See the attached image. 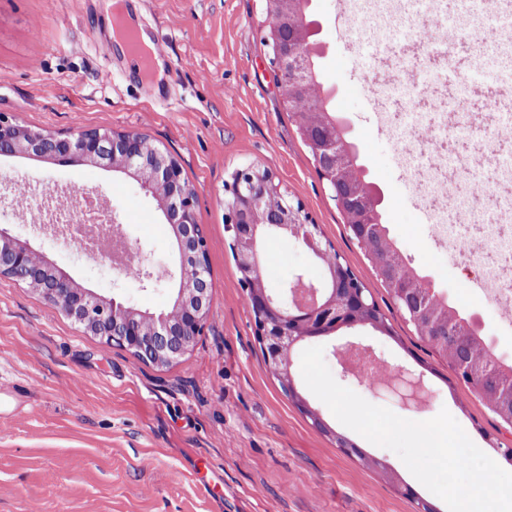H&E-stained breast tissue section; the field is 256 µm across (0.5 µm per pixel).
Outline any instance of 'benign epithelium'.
I'll return each instance as SVG.
<instances>
[{
    "label": "benign epithelium",
    "mask_w": 512,
    "mask_h": 512,
    "mask_svg": "<svg viewBox=\"0 0 512 512\" xmlns=\"http://www.w3.org/2000/svg\"><path fill=\"white\" fill-rule=\"evenodd\" d=\"M263 42L270 49L284 89L287 108L296 94L308 97L317 87L312 69L317 48L309 36L292 25V18L305 0H263ZM295 114L315 158L316 171L336 208L350 215L345 174L355 160L340 126L332 115L312 129ZM144 135L137 132L73 128L67 135L46 132L0 114V154H32L50 159H67L72 164L90 163L132 173L141 187L157 200L171 224L179 251L176 296L170 310L159 314L125 306L114 297L97 295L80 287L72 278L35 262L36 255L25 242L0 229V277L29 287L67 317L99 337L107 346L127 350L137 361L166 366L188 353L201 336L210 312L209 243L205 225L196 220L197 192L184 178L177 160L155 147L147 152ZM226 229L236 256L239 282L249 297L264 360L282 383L284 394L298 402L304 414L320 431H334L302 396L287 354L306 338L327 337L340 329L366 323L357 313L373 307L347 264L324 270L318 282L299 275L282 288L270 289L263 279L262 243L268 233L295 238L315 258L328 248L319 225L311 222L300 206L288 203L274 176L266 169L250 167L239 171L226 185ZM114 237L125 243L119 253L137 263L134 277L141 288L156 285L163 276L147 263L143 249L130 244L123 225L112 228ZM410 284L393 289L392 295L404 316L418 322V311L407 291ZM420 381L402 370L387 385L406 407L419 402Z\"/></svg>",
    "instance_id": "obj_1"
}]
</instances>
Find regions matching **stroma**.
Listing matches in <instances>:
<instances>
[{
  "instance_id": "stroma-1",
  "label": "stroma",
  "mask_w": 512,
  "mask_h": 512,
  "mask_svg": "<svg viewBox=\"0 0 512 512\" xmlns=\"http://www.w3.org/2000/svg\"><path fill=\"white\" fill-rule=\"evenodd\" d=\"M107 0H0V113L64 135L73 127L133 130L167 149L198 192L197 219L210 240L211 308L201 336L164 367L103 346L25 285L0 277V512H416V498L441 503L391 450L370 446L385 470L367 469L316 430L282 393L267 368L254 315L238 279L225 229L226 183L241 170H269L363 282L391 328L368 325L323 340L324 361L339 375L334 345H360L382 365L422 374L423 401L406 409L363 378L345 387L400 417L424 421L448 410L480 448L512 446V431L465 385L445 359L421 341L396 306L314 166L312 152L284 105L278 73L262 43V0H125L140 31L166 48L167 75L133 70L120 53L103 56L113 13ZM331 47L321 75L336 91L364 158H372L386 198V221L406 263L430 276L464 314L484 325L493 351L512 362V321L473 302L464 289L465 260L431 238L430 207L403 169L399 144L380 118L372 84L390 73L393 55L413 44L404 27L373 41L336 0H317ZM459 76L477 86L463 108L471 134L449 133L447 156L467 164L481 188L493 187L498 165L512 163V141L492 154L473 135L501 129L499 76L469 36L457 40ZM412 76L419 92L397 121L411 127L425 111L424 93L448 98L442 53ZM111 70V82L100 80ZM74 186L110 210L140 244L149 264L175 270L178 249L154 197L128 175L96 165H63L0 156V191L57 192ZM0 228L25 241L82 287L150 313L168 309L173 284L148 289L61 245L27 214L0 207ZM318 281L322 269L294 238L269 236L263 277L275 288L296 275ZM218 486L222 499L208 489ZM411 487L415 498L403 495Z\"/></svg>"
}]
</instances>
